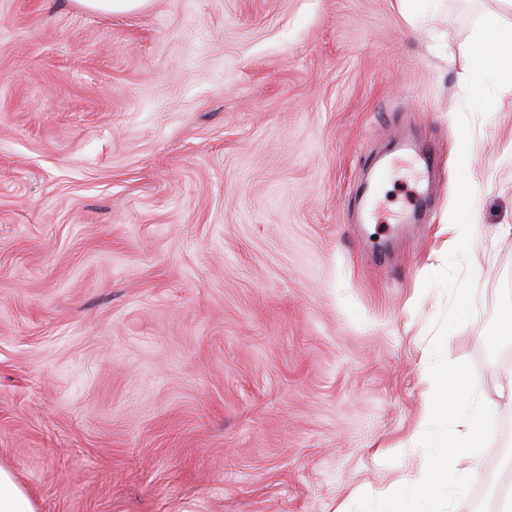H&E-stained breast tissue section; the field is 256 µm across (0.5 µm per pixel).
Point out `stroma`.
Masks as SVG:
<instances>
[{
    "label": "stroma",
    "mask_w": 512,
    "mask_h": 512,
    "mask_svg": "<svg viewBox=\"0 0 512 512\" xmlns=\"http://www.w3.org/2000/svg\"><path fill=\"white\" fill-rule=\"evenodd\" d=\"M502 0H0V463L37 512H353L415 483L456 116ZM473 318L512 444V91L470 119ZM147 0H80L83 7L88 10L120 14L136 10L144 5Z\"/></svg>",
    "instance_id": "stroma-1"
}]
</instances>
